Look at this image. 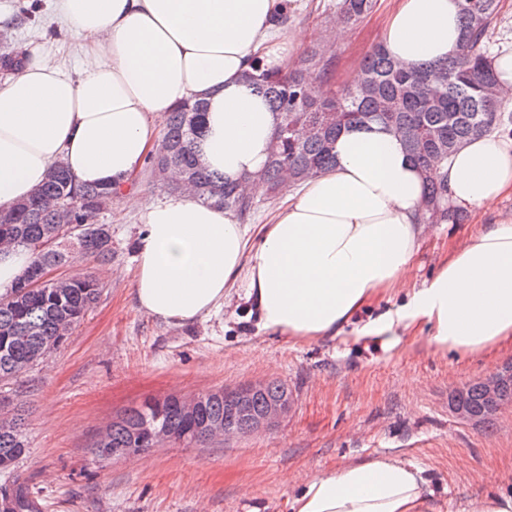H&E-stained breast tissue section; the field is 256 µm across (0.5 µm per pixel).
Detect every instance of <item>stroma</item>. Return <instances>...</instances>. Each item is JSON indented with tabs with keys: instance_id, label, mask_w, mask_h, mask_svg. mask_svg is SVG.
Wrapping results in <instances>:
<instances>
[{
	"instance_id": "1",
	"label": "stroma",
	"mask_w": 512,
	"mask_h": 512,
	"mask_svg": "<svg viewBox=\"0 0 512 512\" xmlns=\"http://www.w3.org/2000/svg\"><path fill=\"white\" fill-rule=\"evenodd\" d=\"M338 0H293L289 22L308 30L305 50L323 49L325 79L348 83L380 43L390 0L349 27L345 42L326 38ZM36 4L34 19L14 25L19 5ZM0 54L39 48L74 67L83 57L63 47L58 0H0ZM512 214L466 211L458 224L435 225L409 273L420 285L451 247ZM112 227V261L80 256L64 275L91 273L102 292L57 350L18 377L0 382L5 406L29 409V448L15 475L46 512H288L304 478L348 461L390 455L422 468L442 512L487 492L485 475L512 482V406L491 424L474 426L452 413L457 390L512 364V346L490 354L436 353L427 333L391 347L343 337L311 342L260 329L242 293L218 315L172 326L144 315L133 294L141 211L114 197L99 216ZM279 381L293 395L272 430L250 432L206 447L166 445L148 451V464L129 459L93 462L89 445L113 416L147 397H188Z\"/></svg>"
}]
</instances>
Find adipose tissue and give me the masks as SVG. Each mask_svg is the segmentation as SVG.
<instances>
[{
  "label": "adipose tissue",
  "instance_id": "1",
  "mask_svg": "<svg viewBox=\"0 0 512 512\" xmlns=\"http://www.w3.org/2000/svg\"><path fill=\"white\" fill-rule=\"evenodd\" d=\"M381 43L396 59L444 61L460 51V0H391ZM287 0H59L66 35L87 64L29 55L0 86V207L28 198L63 161L78 185L122 190L161 140L157 118L207 104L204 159L240 181L266 161L277 116L244 80L286 71L308 37L286 27ZM448 199L494 210L512 196V137L490 133L440 164ZM425 181L393 133L351 128L336 164L300 183L263 224L187 192L144 207L134 295L173 325L219 312L243 291L266 330L309 342L353 329L385 346L428 325L438 352L482 354L512 343V215L471 235L433 279L409 287ZM401 296L396 310L379 304ZM371 312L359 322L361 312ZM423 471L392 457L347 462L304 480L290 512H436Z\"/></svg>",
  "mask_w": 512,
  "mask_h": 512
}]
</instances>
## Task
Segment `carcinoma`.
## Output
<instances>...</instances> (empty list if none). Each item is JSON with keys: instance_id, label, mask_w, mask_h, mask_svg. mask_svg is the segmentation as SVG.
Listing matches in <instances>:
<instances>
[{"instance_id": "1", "label": "carcinoma", "mask_w": 512, "mask_h": 512, "mask_svg": "<svg viewBox=\"0 0 512 512\" xmlns=\"http://www.w3.org/2000/svg\"><path fill=\"white\" fill-rule=\"evenodd\" d=\"M499 0H462V49L439 64H409L393 59L382 46L366 58L357 80L325 96L310 85L325 74L324 57L313 52L306 67L288 74L262 72L246 80L257 85L277 115V128L264 169L250 180V192L209 168L201 148L206 104L186 102L165 118L163 137L150 170L171 192L193 190L200 201L229 210L242 220L263 196L293 187L336 164V141L345 130L377 124L394 132L425 176V214L432 223L459 220L448 206V185L437 174L440 161L468 139L503 126V93L481 42L498 14ZM375 0H340L336 22L352 26L373 10ZM114 192L105 185L77 186L62 162L46 181L7 213H0V249L21 246L33 261L15 287L0 296V381L43 360L71 335L97 302L100 283L91 274L50 278L29 287L39 271L64 268L76 255L100 264L112 260V231L97 222L112 208ZM283 383H261L254 389H222L192 398H148L125 409L91 446L94 461L108 448H128L141 454L170 443L203 446L224 436V428L245 434L251 420L271 405L288 403ZM451 404L493 420L497 410L478 380L455 393ZM26 410L0 414V473L13 470L25 454ZM5 512H37L27 487L19 482L0 485Z\"/></svg>"}]
</instances>
